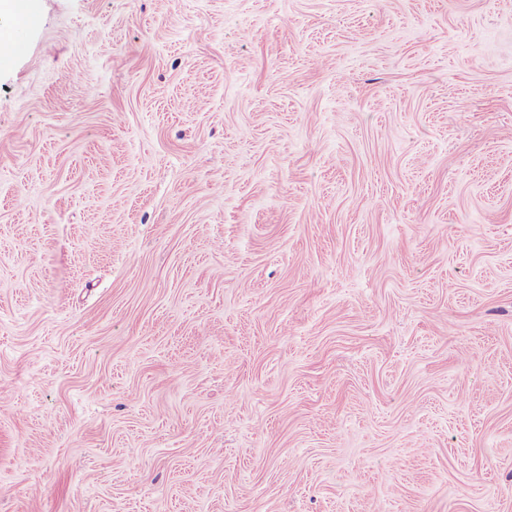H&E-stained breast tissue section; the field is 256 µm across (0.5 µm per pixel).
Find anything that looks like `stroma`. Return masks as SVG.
I'll list each match as a JSON object with an SVG mask.
<instances>
[{"mask_svg":"<svg viewBox=\"0 0 512 512\" xmlns=\"http://www.w3.org/2000/svg\"><path fill=\"white\" fill-rule=\"evenodd\" d=\"M38 4L0 512H512V0Z\"/></svg>","mask_w":512,"mask_h":512,"instance_id":"obj_1","label":"stroma"}]
</instances>
